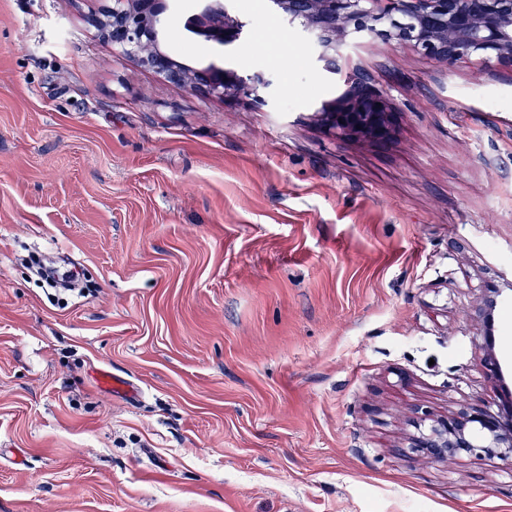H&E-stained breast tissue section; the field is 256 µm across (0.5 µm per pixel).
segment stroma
I'll return each instance as SVG.
<instances>
[{
    "label": "stroma",
    "instance_id": "1",
    "mask_svg": "<svg viewBox=\"0 0 512 512\" xmlns=\"http://www.w3.org/2000/svg\"><path fill=\"white\" fill-rule=\"evenodd\" d=\"M105 4L0 0V512H512V464L415 445L512 405V70L362 40L396 120L339 138L315 111L345 86L271 0H229L224 46L171 0L164 43L274 71L269 105L123 53ZM34 253L88 288L55 296Z\"/></svg>",
    "mask_w": 512,
    "mask_h": 512
}]
</instances>
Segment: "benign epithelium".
Masks as SVG:
<instances>
[{
    "mask_svg": "<svg viewBox=\"0 0 512 512\" xmlns=\"http://www.w3.org/2000/svg\"><path fill=\"white\" fill-rule=\"evenodd\" d=\"M276 10L299 26L317 53L323 70L347 85L339 104L316 110L321 124L337 137L385 138L394 113L370 78L343 70V48L354 39L382 35L391 43L450 67L497 64L512 68V0H274ZM166 0H111L98 24L123 52L191 88L224 99L253 98L262 103L280 92L278 77L265 70L239 73L209 65L188 66L162 50ZM246 22L224 0H200L187 30L217 44L239 41ZM499 289L482 298V324L493 325ZM417 447L434 459L499 452L512 462V410L461 411L435 421Z\"/></svg>",
    "mask_w": 512,
    "mask_h": 512,
    "instance_id": "1",
    "label": "benign epithelium"
}]
</instances>
